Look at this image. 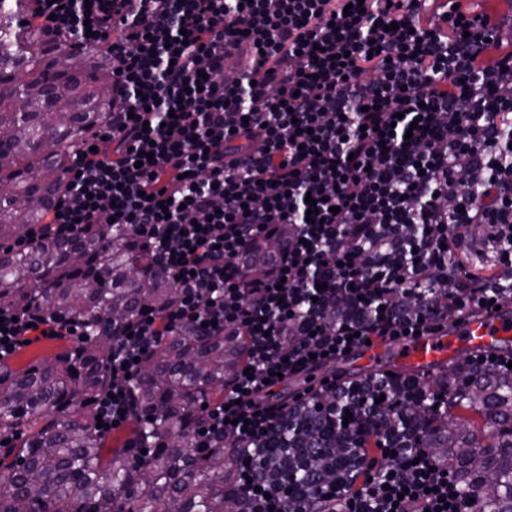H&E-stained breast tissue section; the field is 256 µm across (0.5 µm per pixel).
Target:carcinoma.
I'll use <instances>...</instances> for the list:
<instances>
[{
    "label": "carcinoma",
    "mask_w": 512,
    "mask_h": 512,
    "mask_svg": "<svg viewBox=\"0 0 512 512\" xmlns=\"http://www.w3.org/2000/svg\"><path fill=\"white\" fill-rule=\"evenodd\" d=\"M28 12L29 0H0L8 20L0 23V186H8L0 191V310L47 315L93 335L51 361L19 370L0 363V512H226L238 502L233 451L199 448L195 433L202 405L224 400V385L245 360L244 341L185 326L154 345L132 382L136 439L105 456L97 416L112 388L113 345L143 310L164 316L178 288L140 239L108 224L14 247L63 187L66 140L100 129L112 105V81L99 79L112 59L46 41L21 24ZM47 62L68 85L61 96H50ZM271 256L267 245L255 248L251 273L262 274ZM378 377L394 396L386 416L371 405ZM429 397L448 411L434 414ZM377 429L448 461L473 512H512V370L479 365L473 353L438 376L378 369L343 379L337 395L317 393L293 407L255 468L270 479L291 449L303 448L310 476L329 493L347 478L344 461L369 447ZM144 430L158 443L141 462Z\"/></svg>",
    "instance_id": "carcinoma-1"
}]
</instances>
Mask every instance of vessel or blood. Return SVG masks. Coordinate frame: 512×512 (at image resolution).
<instances>
[{"label": "vessel or blood", "instance_id": "b4317fda", "mask_svg": "<svg viewBox=\"0 0 512 512\" xmlns=\"http://www.w3.org/2000/svg\"><path fill=\"white\" fill-rule=\"evenodd\" d=\"M512 343V307L483 309L433 334L377 341L349 352L351 362H363L365 370L393 367L429 376L465 353L500 352Z\"/></svg>", "mask_w": 512, "mask_h": 512}]
</instances>
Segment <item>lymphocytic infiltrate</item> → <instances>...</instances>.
<instances>
[{"label":"lymphocytic infiltrate","mask_w":512,"mask_h":512,"mask_svg":"<svg viewBox=\"0 0 512 512\" xmlns=\"http://www.w3.org/2000/svg\"><path fill=\"white\" fill-rule=\"evenodd\" d=\"M462 2L32 0L48 37L112 57L107 120L45 224L138 234L179 290L115 343L103 433L125 423L144 349L215 322L244 338L245 368L197 442L234 446L246 512H295L249 465L303 401L276 400L282 378L512 302V51L494 15ZM47 333L74 331L5 313L0 361ZM347 468L315 512H469L426 449L379 436Z\"/></svg>","instance_id":"lymphocytic-infiltrate-1"}]
</instances>
